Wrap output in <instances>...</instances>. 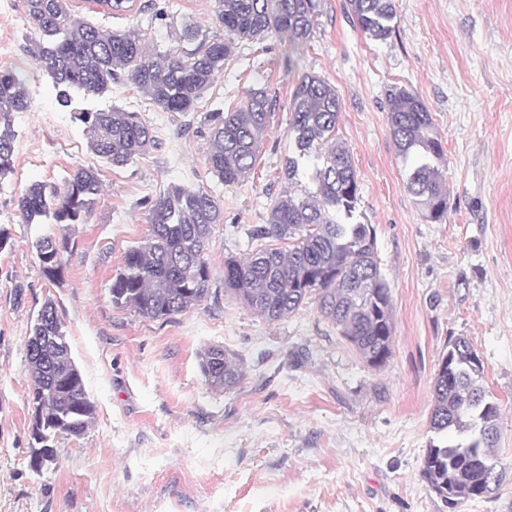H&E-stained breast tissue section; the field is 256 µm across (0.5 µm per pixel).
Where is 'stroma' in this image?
I'll return each mask as SVG.
<instances>
[{
	"label": "stroma",
	"instance_id": "1",
	"mask_svg": "<svg viewBox=\"0 0 512 512\" xmlns=\"http://www.w3.org/2000/svg\"><path fill=\"white\" fill-rule=\"evenodd\" d=\"M109 15L95 0L70 9L112 30L153 26L162 48L184 23L215 24L212 0H155L164 20ZM390 37L355 29L347 0H322L296 70L276 38L238 46L191 116L165 112L134 85L75 107L139 113L156 143L123 167L97 157L81 123L35 70L37 35L25 0H0V60L29 78L32 103L16 113L15 169L0 181V512H512V0H394ZM324 78L340 101L337 135L360 183L358 212L372 225L392 289V356L372 368L315 304L279 321L224 291V260L254 246L287 184L289 103L299 74ZM276 101L256 164L223 185L205 162L206 112L232 110L249 89ZM430 109L447 156L448 215L421 214L404 182L387 122L392 88ZM99 170L103 191L87 220L67 229L56 281L30 246L17 210L34 182L62 185L77 167ZM210 189L223 211L208 256L211 295L183 313L146 319L113 306L110 284L126 251L149 234V199L169 185ZM53 300L71 355L97 406L81 437H58L56 466L34 472L25 341ZM468 339L483 385L502 411L500 489L447 508L420 476L431 438L434 374L448 340ZM211 346L237 357L242 381L211 388L200 358Z\"/></svg>",
	"mask_w": 512,
	"mask_h": 512
}]
</instances>
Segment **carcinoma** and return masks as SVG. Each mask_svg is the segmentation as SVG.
I'll return each instance as SVG.
<instances>
[{
    "mask_svg": "<svg viewBox=\"0 0 512 512\" xmlns=\"http://www.w3.org/2000/svg\"><path fill=\"white\" fill-rule=\"evenodd\" d=\"M69 0H26L27 23L41 40L35 68L57 89L63 107L72 93L102 97L112 85L130 82L165 112L196 111L206 91L236 46L266 37L287 40L288 65L314 37L321 0H213L217 25L208 35L187 22L182 38L194 44L163 52L140 28L108 30L74 15ZM353 25L382 41L393 32L394 0H348ZM31 93L22 75L0 70V179L13 172L12 116L25 112ZM275 103L264 87L252 88L233 111L214 109L204 116L206 164L218 181L231 185L251 173L262 148ZM288 156L281 171L288 189L269 206L266 223L247 236L284 247L261 245L247 260H224V290L269 322L279 321L310 300L373 368L392 356L394 303L378 262L375 231L358 220L360 185L350 150L336 136L339 98L323 78L306 73L296 82L289 103ZM85 125L92 152L112 166H123L155 143L139 113L119 107L73 113ZM388 126L404 167L408 191L426 220L448 214L445 152L433 116L415 92L388 94ZM102 182L93 167L79 168L63 187L35 182L17 201L23 223L53 224L55 229L31 242L43 274L58 277L71 224L86 220ZM150 234L129 249L112 278V305L148 319H169L201 303L212 278L207 246L224 218L218 200L200 186L173 184L149 201ZM56 305L38 311L25 343L30 378L31 455L36 471L57 459L54 439L80 437L95 421L91 400L72 356ZM476 350L458 337L438 364L433 381L429 441L421 477L453 509L499 490L504 464L497 448L501 406L483 387L484 369L470 367ZM201 371L215 389L238 385L243 373L237 359L221 347L201 356ZM496 469L483 477L477 459Z\"/></svg>",
    "mask_w": 512,
    "mask_h": 512,
    "instance_id": "cac0c4a2",
    "label": "carcinoma"
}]
</instances>
